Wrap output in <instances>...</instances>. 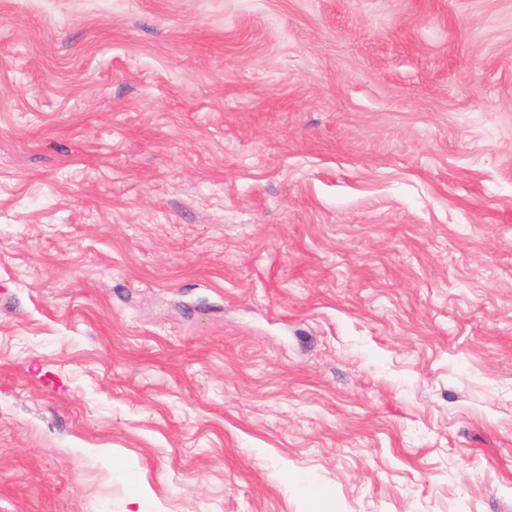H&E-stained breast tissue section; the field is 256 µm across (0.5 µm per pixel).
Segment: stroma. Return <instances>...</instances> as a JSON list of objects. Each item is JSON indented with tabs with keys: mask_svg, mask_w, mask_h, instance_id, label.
Listing matches in <instances>:
<instances>
[{
	"mask_svg": "<svg viewBox=\"0 0 512 512\" xmlns=\"http://www.w3.org/2000/svg\"><path fill=\"white\" fill-rule=\"evenodd\" d=\"M512 512V0H0V512Z\"/></svg>",
	"mask_w": 512,
	"mask_h": 512,
	"instance_id": "obj_1",
	"label": "stroma"
}]
</instances>
